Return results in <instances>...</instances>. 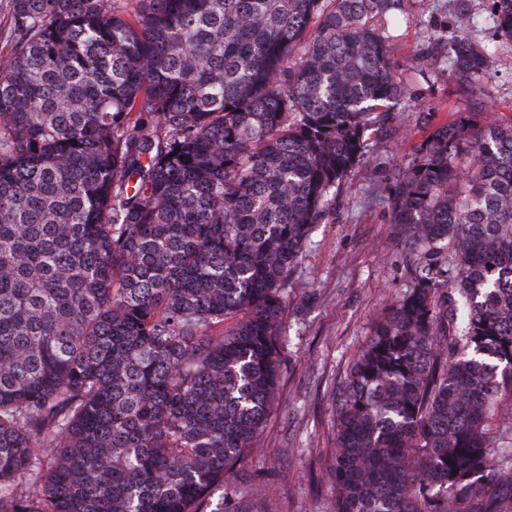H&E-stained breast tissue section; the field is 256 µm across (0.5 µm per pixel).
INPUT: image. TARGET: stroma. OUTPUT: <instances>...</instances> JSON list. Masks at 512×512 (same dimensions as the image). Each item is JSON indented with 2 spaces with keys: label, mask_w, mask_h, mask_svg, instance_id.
Returning a JSON list of instances; mask_svg holds the SVG:
<instances>
[{
  "label": "stroma",
  "mask_w": 512,
  "mask_h": 512,
  "mask_svg": "<svg viewBox=\"0 0 512 512\" xmlns=\"http://www.w3.org/2000/svg\"><path fill=\"white\" fill-rule=\"evenodd\" d=\"M474 34L492 56L476 79L449 69L448 0H408L391 65L406 93L373 114L366 159L339 186L288 279L277 404L244 466L204 512H331L327 466L335 446L333 393L374 325L414 281L418 258L399 240L390 196L419 144L456 113L475 124L512 121V44L487 24L492 0H468Z\"/></svg>",
  "instance_id": "stroma-1"
}]
</instances>
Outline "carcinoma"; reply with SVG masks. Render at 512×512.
<instances>
[{"label": "carcinoma", "mask_w": 512, "mask_h": 512, "mask_svg": "<svg viewBox=\"0 0 512 512\" xmlns=\"http://www.w3.org/2000/svg\"><path fill=\"white\" fill-rule=\"evenodd\" d=\"M0 512H201L257 447L279 314L369 116L404 0H7ZM489 22L512 42V0ZM453 11L449 65L478 76ZM424 261L334 393L332 512H512V123L399 174Z\"/></svg>", "instance_id": "carcinoma-1"}]
</instances>
